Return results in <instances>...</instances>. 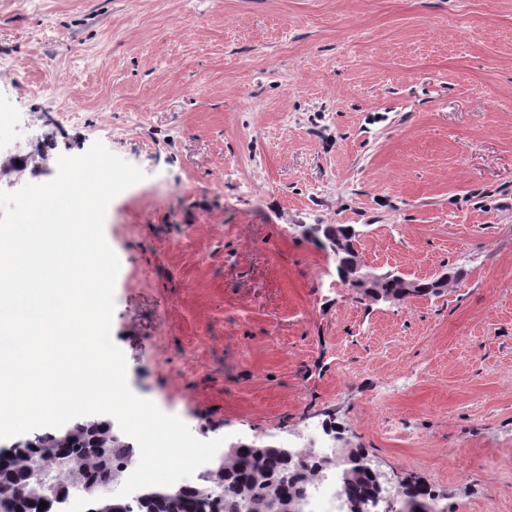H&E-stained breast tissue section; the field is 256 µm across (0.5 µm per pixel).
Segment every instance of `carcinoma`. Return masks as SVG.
Here are the masks:
<instances>
[{"mask_svg":"<svg viewBox=\"0 0 512 512\" xmlns=\"http://www.w3.org/2000/svg\"><path fill=\"white\" fill-rule=\"evenodd\" d=\"M377 292L404 302L409 297L402 283L385 280ZM91 421L80 418L65 431L13 447L7 460L0 459V480L20 494L18 509L37 512L44 489L40 477L47 474L56 479L61 489L72 491L90 481L109 483L123 474L132 459L131 445L121 432L100 429L89 432ZM94 448L109 449V460L92 452ZM369 456L364 448H346L337 467V479L343 494L352 505L351 512H370L381 489L360 459ZM324 471V461L313 463L303 448L291 455L277 448H256L237 445L223 453V465L209 472L207 478L186 486L177 493L165 487L150 486L127 512H234L242 503L247 512H273L277 504L299 498L307 490L312 477ZM434 499L432 489L423 481L409 479L399 484V495L387 502L383 512H407Z\"/></svg>","mask_w":512,"mask_h":512,"instance_id":"1","label":"carcinoma"}]
</instances>
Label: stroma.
I'll use <instances>...</instances> for the list:
<instances>
[{"label": "stroma", "mask_w": 512, "mask_h": 512, "mask_svg": "<svg viewBox=\"0 0 512 512\" xmlns=\"http://www.w3.org/2000/svg\"><path fill=\"white\" fill-rule=\"evenodd\" d=\"M14 191L94 142L131 391L200 440L366 448L447 512H512V0H0ZM349 224L437 296L358 301Z\"/></svg>", "instance_id": "35a3bbf8"}]
</instances>
